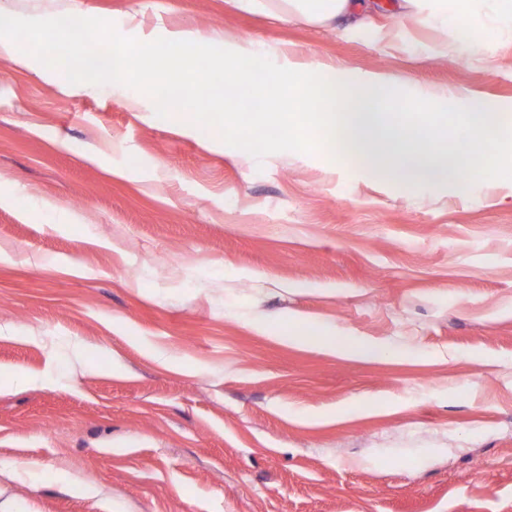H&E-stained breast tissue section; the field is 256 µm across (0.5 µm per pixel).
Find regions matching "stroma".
Instances as JSON below:
<instances>
[{
  "instance_id": "stroma-1",
  "label": "stroma",
  "mask_w": 512,
  "mask_h": 512,
  "mask_svg": "<svg viewBox=\"0 0 512 512\" xmlns=\"http://www.w3.org/2000/svg\"><path fill=\"white\" fill-rule=\"evenodd\" d=\"M349 33L231 0H0L139 40L383 74L512 109V21L433 0ZM0 54V512H512V180L256 158ZM389 344L360 361L287 340ZM433 2H438L442 8H446L447 10L448 2H452L458 20L460 17L464 19V23L461 27L466 31L468 38L471 40H479L477 34L480 33L484 21L480 13L474 10L472 6L474 0H433Z\"/></svg>"
}]
</instances>
